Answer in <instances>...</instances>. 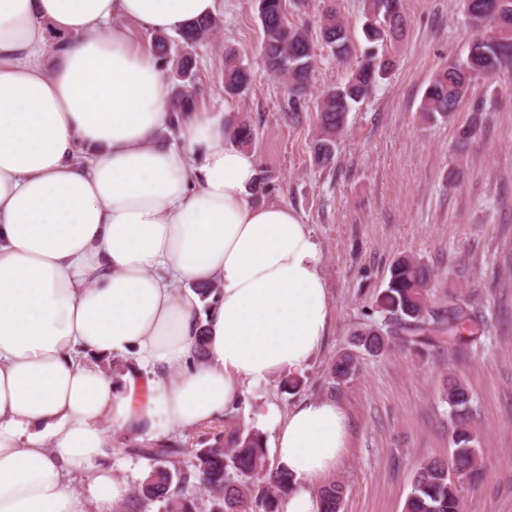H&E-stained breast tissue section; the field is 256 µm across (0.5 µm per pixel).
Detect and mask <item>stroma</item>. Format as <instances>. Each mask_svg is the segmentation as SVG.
<instances>
[{
	"label": "stroma",
	"mask_w": 512,
	"mask_h": 512,
	"mask_svg": "<svg viewBox=\"0 0 512 512\" xmlns=\"http://www.w3.org/2000/svg\"><path fill=\"white\" fill-rule=\"evenodd\" d=\"M289 24L308 30L315 68L300 117L285 87L263 67V31L255 0H224L221 32L197 49L198 109L247 118L250 144L273 186L269 202L296 211L317 239L327 284L330 325L302 375L300 389L278 380L254 390L288 411L304 400L335 401L352 422L335 471L347 493L344 512H403L423 460L449 458L453 423L442 384L452 375L473 395L470 423L482 450L478 477L461 482L460 512H512V65L474 82L447 118L421 112L424 92L442 67L463 57L473 32L462 0H402L404 35L389 47L395 66L349 113L333 164H316V106L345 78L351 61L320 40L323 14L336 7L356 49L365 0H285ZM235 52L253 81L245 94L224 93V57ZM484 129L458 149L474 110ZM411 256L435 274L429 291L469 300L488 321L465 355L421 352L398 343L379 356L361 354L346 383L330 367L363 322L380 320L375 299L391 265Z\"/></svg>",
	"instance_id": "35a3bbf8"
}]
</instances>
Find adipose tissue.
<instances>
[{"mask_svg": "<svg viewBox=\"0 0 512 512\" xmlns=\"http://www.w3.org/2000/svg\"><path fill=\"white\" fill-rule=\"evenodd\" d=\"M223 11L0 0V512H115L128 495L112 471L117 434L221 417L274 375L302 373L327 334L306 224L254 201L257 159L222 113L185 114L179 144L163 143L174 114L159 61L104 31L117 18L176 33ZM209 285L219 300L207 309L196 289ZM117 357L130 369L116 378L100 362ZM249 417L297 482L283 512H318L347 414L267 401Z\"/></svg>", "mask_w": 512, "mask_h": 512, "instance_id": "obj_1", "label": "adipose tissue"}]
</instances>
